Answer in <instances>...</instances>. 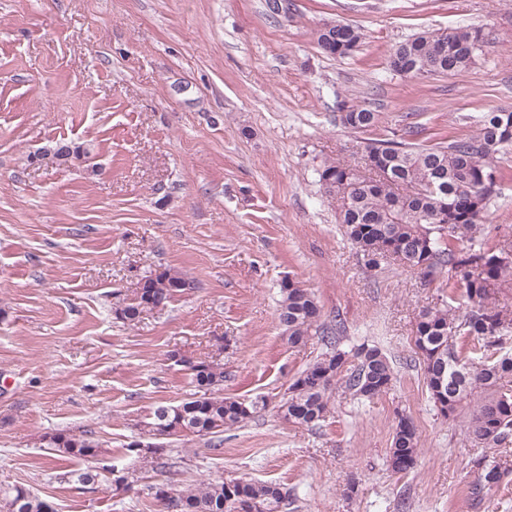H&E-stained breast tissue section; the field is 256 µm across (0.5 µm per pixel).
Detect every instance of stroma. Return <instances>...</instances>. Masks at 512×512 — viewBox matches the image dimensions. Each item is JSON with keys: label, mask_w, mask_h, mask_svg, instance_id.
<instances>
[{"label": "stroma", "mask_w": 512, "mask_h": 512, "mask_svg": "<svg viewBox=\"0 0 512 512\" xmlns=\"http://www.w3.org/2000/svg\"><path fill=\"white\" fill-rule=\"evenodd\" d=\"M359 27L345 58L323 54L328 22ZM482 29L466 71L432 77L389 68L394 46L424 31ZM349 99L378 112L373 134L342 125ZM512 110V0H0V485L19 484L56 512H162L153 485L252 480L288 488L294 512H512V476L474 496V460L512 443L474 446L435 408L413 340L435 302L397 265L368 270L341 232L316 170L360 160L367 137L434 144ZM86 148L60 161L59 144ZM488 205L491 240L512 239V147ZM192 281L128 323L116 311L165 269ZM291 276L316 296L341 346L380 347L390 391L334 394L321 428L284 420L288 386L321 352L292 346L276 320ZM216 358L225 395L267 407L225 430L220 446L165 438L174 477L125 447L156 407L202 396L171 351ZM420 453L408 473L386 455L398 414ZM92 432L97 467L128 471L91 489L79 460L45 437Z\"/></svg>", "instance_id": "35a3bbf8"}]
</instances>
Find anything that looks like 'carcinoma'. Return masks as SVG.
Instances as JSON below:
<instances>
[{"instance_id":"carcinoma-1","label":"carcinoma","mask_w":512,"mask_h":512,"mask_svg":"<svg viewBox=\"0 0 512 512\" xmlns=\"http://www.w3.org/2000/svg\"><path fill=\"white\" fill-rule=\"evenodd\" d=\"M360 30L343 23L317 32L316 44L325 54L346 57L345 48L358 45ZM484 43L482 30L459 27L423 32L400 43L390 55L393 71L414 77L451 75L472 67ZM340 121L365 132L378 124L379 114L346 100L339 103ZM512 146V111L485 113L470 133L446 142L424 145L375 140L363 157L351 164L329 157L317 169L324 192L335 191L343 234L357 248L366 268L379 270L397 262L417 271L427 283L448 279V294L418 313L414 346L423 362L424 383L434 406L445 418L464 419L465 434L476 444L500 445L512 437V311L492 305V299L512 283V244L491 245L481 218L503 172L499 152ZM193 287L182 272L164 269L149 279L140 296L116 310L123 321H135L140 306L151 298L167 306ZM277 321L289 344L317 338L322 352L288 387L282 400L283 418L314 429L329 417L333 392L371 401L388 392L393 369L386 353L373 345L353 351L340 347L333 328L320 323L321 308L314 295L296 279L279 286ZM193 381L210 392L179 405L159 406L146 425L179 429L217 438L256 412L258 402L223 394L224 365L198 359L188 367ZM399 416L386 462L395 473L412 469L419 436L414 421ZM46 447L80 459L100 456L99 441L88 431L55 433ZM473 493L502 482L505 471L481 459ZM255 512H283L289 494L273 482L243 481ZM156 499L168 501L171 512H226L225 482L208 481L182 490L159 488ZM0 512H56L53 504L21 485L0 486Z\"/></svg>"}]
</instances>
